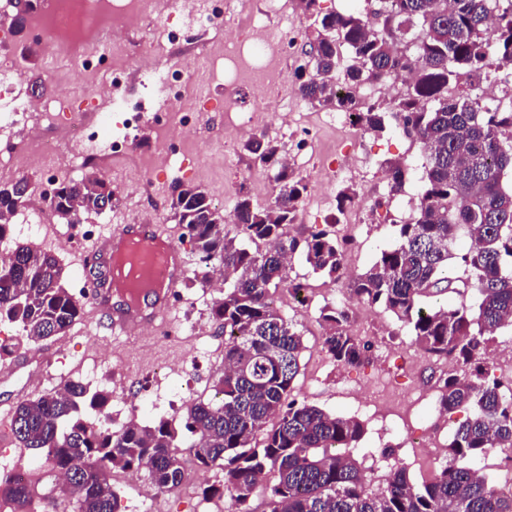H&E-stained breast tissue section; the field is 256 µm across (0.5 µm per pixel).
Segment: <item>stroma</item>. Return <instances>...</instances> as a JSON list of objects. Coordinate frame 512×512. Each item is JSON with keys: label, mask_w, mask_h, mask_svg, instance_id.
Returning a JSON list of instances; mask_svg holds the SVG:
<instances>
[{"label": "stroma", "mask_w": 512, "mask_h": 512, "mask_svg": "<svg viewBox=\"0 0 512 512\" xmlns=\"http://www.w3.org/2000/svg\"><path fill=\"white\" fill-rule=\"evenodd\" d=\"M14 49L26 80L42 82L43 95H51L58 78L70 77V91L83 98L86 90L76 81L75 60L66 55L47 58L43 41L35 39L30 30L14 35ZM204 139L199 148L185 160L180 171L156 178L153 187V212L156 223L166 225L184 251H191L189 238L184 237L171 210L173 189L180 184L211 188L220 181L239 185L242 169L225 163L218 146L224 140V128L211 117L200 122ZM364 169L361 177L337 183L336 191L363 194L374 189L373 176L385 162L403 163L407 175L404 192L396 195L379 211L367 214L359 227L362 242L349 259L354 273L365 272L382 251L394 248L399 240L400 224L407 220L413 203L417 202L424 184L425 159L411 139L394 125L384 132L368 133L363 141ZM291 277L313 285L316 293L307 304L281 305L282 313L293 319L303 333L305 350L300 373L295 381L293 396L340 416H354L353 398L370 375L377 374L399 385H406L413 373L412 355L418 354L408 329L400 327L381 307L365 311V319L353 328L354 334L373 341L376 348L369 363L359 367L342 366L331 360L321 349L322 328L318 322L319 309L337 303L336 286L328 279L312 273L302 258H294ZM183 302L174 307L170 323L177 329L173 339L163 340L149 335L110 336L99 332L94 323L83 319L66 336L57 341L58 352L49 361H41L43 345L26 347L31 360L7 376L0 375V409L10 408L17 401L37 396L39 390H50L58 383L78 380L91 389L103 386L116 388L111 405L119 410L129 406L136 410L140 425L154 426L171 418L170 400L176 399L178 388L174 381L163 380L160 391L149 388L158 367L181 360L201 386L212 387L224 369V330L210 318L212 296L204 294L201 286L185 283L180 288ZM41 370L44 383L34 388L27 383L30 370ZM121 468H113L112 487L120 496L121 512H197L204 488L221 480V471L212 468L192 469L179 487L156 490L154 496L139 504H131L130 495L121 482Z\"/></svg>", "instance_id": "35a3bbf8"}]
</instances>
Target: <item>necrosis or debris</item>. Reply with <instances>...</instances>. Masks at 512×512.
<instances>
[{"mask_svg": "<svg viewBox=\"0 0 512 512\" xmlns=\"http://www.w3.org/2000/svg\"><path fill=\"white\" fill-rule=\"evenodd\" d=\"M156 16V47L145 51L137 45L113 47L112 51L90 53L91 43L107 41L112 35L135 30L144 16ZM34 28L44 34L46 50L56 53L62 46L73 50L78 74L90 91L88 100L71 97L67 83L57 82L48 97L23 99L16 94L19 67L10 56L0 57V177L11 179L25 170L36 168L43 175L55 176L59 169H111L137 153L138 135L113 137L109 152L84 150L83 134L91 123L107 124L109 113L100 111L98 76L102 67L112 71L113 86L123 88L121 99L113 100V109L128 108L137 88L153 85L166 94L167 122L135 116V125H148L155 148L146 154L145 170H133L139 198L153 194L155 176L167 173L186 157L201 113H219L224 123V152L236 153L242 138L264 133L269 127L288 128L289 120L282 105L271 102L268 91L287 88L288 100L299 97L289 88V69L301 55L304 34L298 20L284 19L270 27L255 14L250 0H208L205 6L174 8L169 0H45L38 10ZM224 61L232 75L221 84L218 97H202L188 104L177 89L184 69ZM342 124L359 128L351 113L327 114L321 123H306L301 128L297 152L288 159L290 171L300 170L299 156H313L310 173L315 192L328 194L339 179L349 177V170L337 163L335 155L317 153L321 126ZM52 193L36 189L15 213L23 232L40 236L52 223ZM359 406L375 423L376 438L397 430L403 446L439 448L443 430L439 424L438 404L433 393L419 382L397 386L390 380H367Z\"/></svg>", "mask_w": 512, "mask_h": 512, "instance_id": "4bbe7bcc", "label": "necrosis or debris"}]
</instances>
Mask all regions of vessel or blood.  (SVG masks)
Returning <instances> with one entry per match:
<instances>
[{
	"label": "vessel or blood",
	"mask_w": 512,
	"mask_h": 512,
	"mask_svg": "<svg viewBox=\"0 0 512 512\" xmlns=\"http://www.w3.org/2000/svg\"><path fill=\"white\" fill-rule=\"evenodd\" d=\"M133 241L140 243L154 259L149 273L154 289L135 301L104 278L91 286L84 302L87 316L98 327L125 335L143 327L166 326L172 300L187 274L185 256L159 224L128 220L111 225L92 243L89 252L109 259Z\"/></svg>",
	"instance_id": "1"
}]
</instances>
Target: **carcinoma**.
<instances>
[{
    "mask_svg": "<svg viewBox=\"0 0 512 512\" xmlns=\"http://www.w3.org/2000/svg\"><path fill=\"white\" fill-rule=\"evenodd\" d=\"M316 2L300 0L316 21L307 40L317 49L313 67L299 76L302 98L336 110L363 107L358 118L366 132H383L390 118L426 160V180L414 215L399 227L398 245L356 275L350 293L410 328L424 353L462 365V374L439 379L438 405L469 415L432 479L415 484L400 467L377 487L356 456L362 423L291 397L305 346L271 292L299 289L288 268L298 253L313 273L340 280L348 242L328 229L290 235L307 185L281 166L277 146L254 137L245 150L273 172L275 195L264 207L238 197L235 235L206 190L179 186L172 198L174 218L194 245L192 282L205 285L216 263L227 285L211 307L224 326V374L214 396L193 400L179 416L191 441H177L169 420L112 427V392L78 381L11 411L14 435L64 473L63 491L76 499L77 512H119L109 482L117 466L147 471L159 489L177 486L183 448L198 465L224 470V483L204 495H224L239 512H256L262 486V512H512V495L468 465L493 448H512V384L487 380L481 359L492 335L512 323V190L501 183L512 171V105L488 104L469 82L491 72L512 93V0H374L363 11L325 14L314 12ZM406 70L413 79L398 97L362 106V84ZM386 168L391 191H403V166ZM34 191L24 177L0 187V241L10 232L6 218ZM118 201L106 181L83 177L60 182L52 204L73 224L77 214L97 215ZM462 234L470 246L456 253ZM63 279L54 252L12 249L0 265V321L18 328L21 343L0 344V358L64 336L81 319L83 302ZM470 292L475 309L467 304ZM451 295L458 298L453 305ZM319 321L330 359L344 366L369 361L370 344L350 331L348 308L326 304ZM0 497L16 504L15 512H29L27 486L0 480Z\"/></svg>",
    "mask_w": 512,
    "mask_h": 512,
    "instance_id": "obj_1",
    "label": "carcinoma"
}]
</instances>
